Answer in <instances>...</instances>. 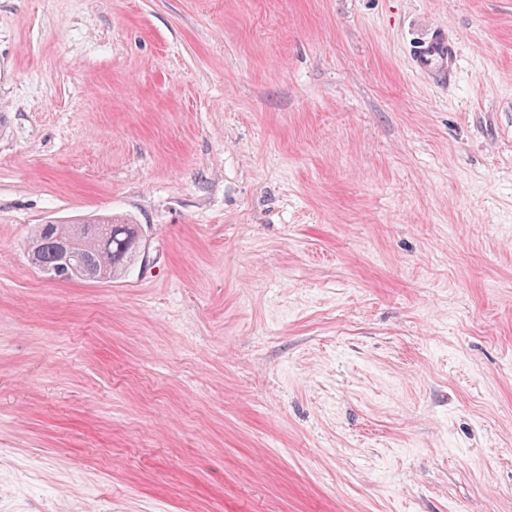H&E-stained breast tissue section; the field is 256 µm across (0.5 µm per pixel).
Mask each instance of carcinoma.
Instances as JSON below:
<instances>
[{
	"mask_svg": "<svg viewBox=\"0 0 512 512\" xmlns=\"http://www.w3.org/2000/svg\"><path fill=\"white\" fill-rule=\"evenodd\" d=\"M108 226L103 236L89 225ZM70 249L80 262V277L88 281L122 277L142 255V239L136 224L115 223L110 218H89L81 222H59L34 226L28 257L38 270L55 278Z\"/></svg>",
	"mask_w": 512,
	"mask_h": 512,
	"instance_id": "cac0c4a2",
	"label": "carcinoma"
}]
</instances>
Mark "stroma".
<instances>
[{"mask_svg":"<svg viewBox=\"0 0 512 512\" xmlns=\"http://www.w3.org/2000/svg\"><path fill=\"white\" fill-rule=\"evenodd\" d=\"M0 512H512V0H0ZM411 61L417 73L440 84L451 81L457 68V50L448 40L444 26H436L426 40L414 47ZM99 233H107L100 236ZM103 224V225H102ZM143 241L137 224L112 222V218H89L81 222H59L34 226L28 244V257L38 270L52 279L72 278L64 260L69 248L80 262V280L102 281L122 277L141 257ZM59 280V279H56Z\"/></svg>","mask_w":512,"mask_h":512,"instance_id":"35a3bbf8","label":"stroma"}]
</instances>
